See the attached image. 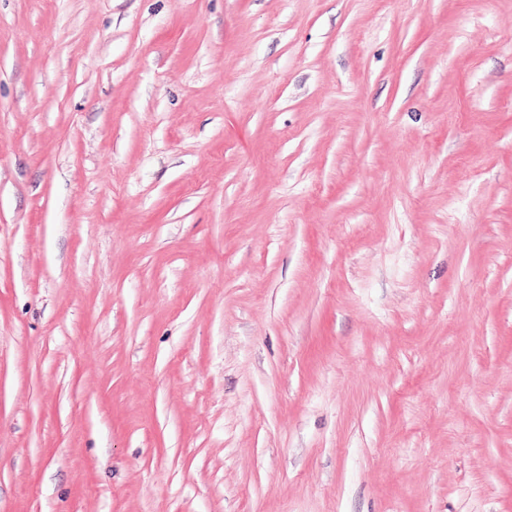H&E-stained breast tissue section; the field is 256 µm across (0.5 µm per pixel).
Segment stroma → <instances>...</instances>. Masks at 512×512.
<instances>
[{"label":"stroma","mask_w":512,"mask_h":512,"mask_svg":"<svg viewBox=\"0 0 512 512\" xmlns=\"http://www.w3.org/2000/svg\"><path fill=\"white\" fill-rule=\"evenodd\" d=\"M0 512H512V0H0Z\"/></svg>","instance_id":"obj_1"}]
</instances>
